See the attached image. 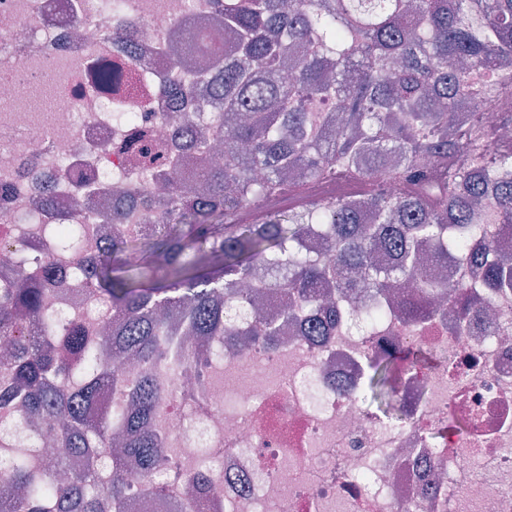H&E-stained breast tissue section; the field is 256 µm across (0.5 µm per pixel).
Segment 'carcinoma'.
<instances>
[{"mask_svg": "<svg viewBox=\"0 0 512 512\" xmlns=\"http://www.w3.org/2000/svg\"><path fill=\"white\" fill-rule=\"evenodd\" d=\"M215 17L230 39L199 52L190 39L172 48V61H197L191 91L224 114L220 126H196V138L224 139V166L202 172L196 186H177L155 202L159 221L140 236L115 228L88 272L92 290L121 328L108 337L116 354L133 353L132 403L122 416L126 451L138 456L147 479L168 449L154 425L157 342L170 318L188 317L199 336H229L224 295L242 304L266 287L264 275L286 273L275 291L291 304L315 303L322 288H361L380 299L403 280L417 298H403L417 318L425 304L448 294V283L427 266L475 267L482 278L455 286L462 311L480 302V288L512 280V258L484 221L512 224V152L489 150L490 133L457 125L463 101L512 97V0H216ZM360 185L388 187L369 197H297L296 170ZM296 196L287 208L271 199ZM255 216L251 224L240 214ZM372 223L367 224L364 213ZM312 234L327 257L304 246ZM59 251L78 256L75 229L58 234ZM335 270L336 284L328 271ZM325 304L310 335L336 323ZM29 319L51 322L39 288L0 295V339L11 348L0 362V408L21 395L27 413L69 418L47 434L70 456L94 463L112 453V424L87 417L121 378L90 344L82 324L65 343L81 357L73 366L43 337L26 335ZM437 351L416 344L369 361L365 393L385 415L398 403L401 376L426 371ZM9 461L0 485L22 489L16 512H123L129 477L91 466L72 481H56L62 466H39L22 448L0 444Z\"/></svg>", "mask_w": 512, "mask_h": 512, "instance_id": "obj_1", "label": "carcinoma"}]
</instances>
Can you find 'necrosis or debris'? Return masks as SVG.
<instances>
[{
    "mask_svg": "<svg viewBox=\"0 0 512 512\" xmlns=\"http://www.w3.org/2000/svg\"><path fill=\"white\" fill-rule=\"evenodd\" d=\"M212 0H0V242L24 243L30 268L0 261V289L53 271L45 306L57 330L83 322L90 336L117 328L112 312L87 284L77 261L57 255L54 228L82 225V259L95 257L112 227L88 209V188L121 215L130 235L153 219L136 196H158L165 180L155 165L137 164L143 146L180 153L168 176L190 183L198 152H179L176 135L201 122L202 104L177 106L163 90L173 79L162 47L183 30L212 29ZM133 22L120 38L105 22ZM59 101L53 112L32 98ZM511 99L461 106L460 125L480 118L496 140L512 144ZM80 258V259H81ZM480 314L410 322L389 313L375 329L360 327L369 295L346 306L347 321L325 336L304 339L307 313L268 296L261 313L230 311V336H194L188 320L168 323L159 339L171 364L196 356L185 373L161 371L162 414L156 432L171 454L149 480L139 463L119 458L130 478L125 512H198L187 473L206 465L224 477L205 512H512V290H484ZM275 328L270 343L237 344L257 320ZM444 350L446 363L406 374L399 402L406 419L385 422L365 409L360 393L370 354L412 343ZM224 351V378L206 357ZM10 413L0 440L15 446L37 440L43 459L61 454L44 437L45 424ZM467 421V432L455 429ZM165 485L164 495L147 483Z\"/></svg>",
    "mask_w": 512,
    "mask_h": 512,
    "instance_id": "1",
    "label": "necrosis or debris"
}]
</instances>
